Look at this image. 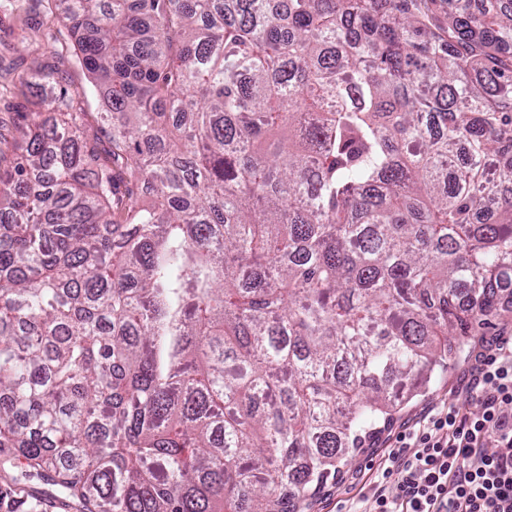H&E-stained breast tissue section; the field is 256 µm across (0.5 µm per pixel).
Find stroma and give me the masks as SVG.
<instances>
[{
  "label": "stroma",
  "mask_w": 512,
  "mask_h": 512,
  "mask_svg": "<svg viewBox=\"0 0 512 512\" xmlns=\"http://www.w3.org/2000/svg\"><path fill=\"white\" fill-rule=\"evenodd\" d=\"M8 2L0 0V136L13 139L19 113L31 110L35 93L22 84L20 76L33 60L39 59L64 73L65 85L85 112L91 133L101 143H108L110 129L99 119L101 93L78 64L74 41L54 0H21L13 10L8 9ZM471 365L468 359L451 365L447 374L435 379L427 390L395 413L371 448L349 454L340 467L344 480L325 487L314 499L310 512H336L337 501H357L360 486L352 482V475L369 478L370 458L382 453L388 436L404 424L416 420L430 407L465 401L463 386Z\"/></svg>",
  "instance_id": "1"
}]
</instances>
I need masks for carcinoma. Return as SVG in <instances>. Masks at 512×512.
Here are the masks:
<instances>
[{
    "instance_id": "carcinoma-1",
    "label": "carcinoma",
    "mask_w": 512,
    "mask_h": 512,
    "mask_svg": "<svg viewBox=\"0 0 512 512\" xmlns=\"http://www.w3.org/2000/svg\"><path fill=\"white\" fill-rule=\"evenodd\" d=\"M54 2L112 152L33 62L52 111L0 147V508L300 512L500 316L512 0ZM114 175L119 196L127 194L128 191H133L137 195L139 202L142 205L150 206L152 204L153 198L149 190L146 189V184H135L134 182L130 181L125 173L117 169L114 171Z\"/></svg>"
}]
</instances>
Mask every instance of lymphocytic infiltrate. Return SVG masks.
Returning a JSON list of instances; mask_svg holds the SVG:
<instances>
[{"instance_id":"1","label":"lymphocytic infiltrate","mask_w":512,"mask_h":512,"mask_svg":"<svg viewBox=\"0 0 512 512\" xmlns=\"http://www.w3.org/2000/svg\"><path fill=\"white\" fill-rule=\"evenodd\" d=\"M465 388L478 412L447 405L403 426L358 512H512V339L494 340Z\"/></svg>"}]
</instances>
